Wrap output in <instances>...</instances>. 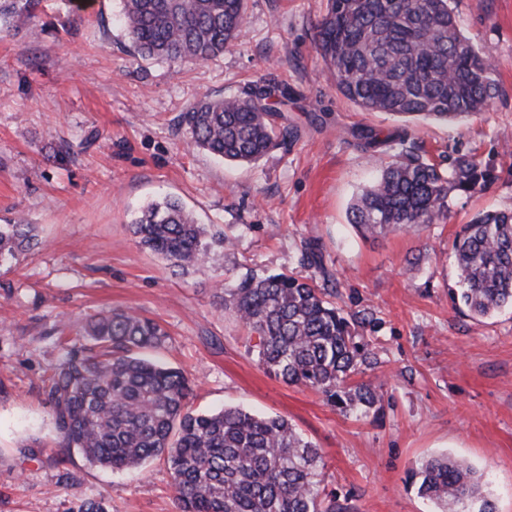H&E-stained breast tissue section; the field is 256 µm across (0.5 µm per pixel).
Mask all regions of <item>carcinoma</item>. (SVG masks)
I'll return each mask as SVG.
<instances>
[{
    "mask_svg": "<svg viewBox=\"0 0 512 512\" xmlns=\"http://www.w3.org/2000/svg\"><path fill=\"white\" fill-rule=\"evenodd\" d=\"M40 3L0 6V29L15 15L36 17ZM246 12L247 0H123L121 20L141 56L179 66L232 46L244 32ZM313 46L338 93L366 112L405 121L385 134L369 127L354 132L358 146L377 154L408 140L406 121L462 124L498 92L448 0H327ZM291 96L287 84L266 81L244 97L200 101L183 116L188 145L226 161L256 162L290 134L270 117L271 100L283 104ZM486 181L487 169L472 156L445 174L427 160L398 155L351 205L350 224L365 239L433 224L447 213L448 186L474 192ZM34 231L22 218L0 224V268L18 261ZM130 232L140 247L182 271L200 264L212 247L231 244L169 197L144 207ZM453 251L454 305L474 318L512 308V211L477 213L461 226ZM302 262L322 282L249 271L224 285L222 306L257 334L252 351L264 369L320 393L342 413H375L383 386L363 376L380 361L356 332L374 315H349L336 306L318 245L305 243ZM84 336L71 341L45 378L60 447L113 470L166 457L179 512H343L323 485L321 450L287 419L239 407L190 408L189 377L147 355L165 346L158 323L115 310L91 319ZM412 478L433 512H493L486 473L469 462L433 456Z\"/></svg>",
    "mask_w": 512,
    "mask_h": 512,
    "instance_id": "1",
    "label": "carcinoma"
}]
</instances>
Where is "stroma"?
<instances>
[{"label":"stroma","mask_w":512,"mask_h":512,"mask_svg":"<svg viewBox=\"0 0 512 512\" xmlns=\"http://www.w3.org/2000/svg\"><path fill=\"white\" fill-rule=\"evenodd\" d=\"M241 39L176 67L138 54L120 0H42L36 19L0 32V224L25 217L38 245L0 269V512H178L165 458L115 472L57 445L44 376L96 314L131 309L169 333L157 358L194 382L190 405L281 416L321 448L324 480L349 512H432L410 475L442 453L488 474L495 512H512V311L471 318L448 291L452 241L478 212L512 211V0H452L459 28L492 65L498 94L465 124L418 121L413 156L448 169L482 160V190H450L446 219L363 240L349 223L379 163L357 146L384 112L339 94L313 49L326 0H248ZM288 84L293 137L242 165L188 147L179 121L197 101ZM178 198L234 237L181 272L141 249L140 209ZM322 249L339 307L372 311L359 328L382 363L378 413L343 414L315 391L258 366L250 330L225 312L218 282L246 269L304 274L302 245Z\"/></svg>","instance_id":"35a3bbf8"}]
</instances>
